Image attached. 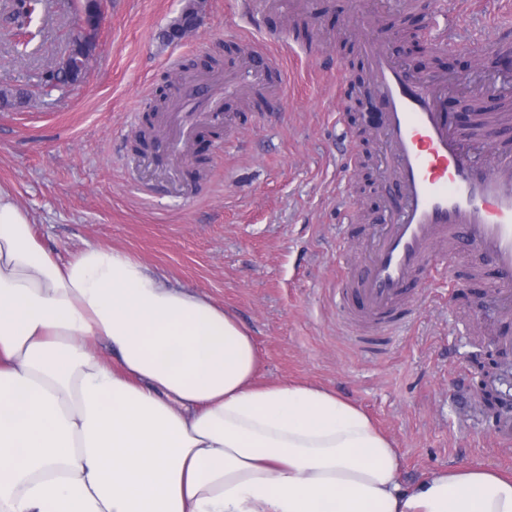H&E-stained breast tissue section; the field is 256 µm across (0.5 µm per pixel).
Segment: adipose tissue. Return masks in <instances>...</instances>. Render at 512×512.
<instances>
[{
  "mask_svg": "<svg viewBox=\"0 0 512 512\" xmlns=\"http://www.w3.org/2000/svg\"><path fill=\"white\" fill-rule=\"evenodd\" d=\"M259 368L223 305L106 245L56 259L0 192V512H512L511 475L404 485L356 404Z\"/></svg>",
  "mask_w": 512,
  "mask_h": 512,
  "instance_id": "adipose-tissue-1",
  "label": "adipose tissue"
}]
</instances>
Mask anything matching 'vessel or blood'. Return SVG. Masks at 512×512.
Returning <instances> with one entry per match:
<instances>
[{"label":"vessel or blood","mask_w":512,"mask_h":512,"mask_svg":"<svg viewBox=\"0 0 512 512\" xmlns=\"http://www.w3.org/2000/svg\"><path fill=\"white\" fill-rule=\"evenodd\" d=\"M361 45L371 72L365 104L382 114L376 134L389 148L399 202L363 266L342 269L340 294L359 301L369 329H388L398 323L418 276L448 252L471 247L494 273L501 313L511 316L512 154L499 153L490 166L471 156L475 141L495 146L498 120L487 116L477 133L452 127L441 110V82L411 74L375 32L362 33ZM282 83L275 58L249 53L238 57L223 81H190L167 117L166 150L181 154L204 115L220 111L221 100L256 88L274 97Z\"/></svg>","instance_id":"b4317fda"}]
</instances>
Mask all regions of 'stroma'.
Returning <instances> with one entry per match:
<instances>
[{
  "label": "stroma",
  "instance_id": "obj_1",
  "mask_svg": "<svg viewBox=\"0 0 512 512\" xmlns=\"http://www.w3.org/2000/svg\"><path fill=\"white\" fill-rule=\"evenodd\" d=\"M299 1L271 0L252 26L236 0H204L202 28L166 42L161 33L187 0H102L84 79L52 90L43 72L80 17V0H54L28 44L0 34V88L26 93L0 111V189L49 253L108 245L224 305L256 341L261 381L319 384L364 409L397 448L406 484L456 467L512 472V448L492 441L512 409L491 413L477 396L488 359L512 378V355L498 341L512 324L491 279L450 280L449 267L470 264L450 257L417 280L422 301L372 345L356 340L349 313L358 302L345 308L336 296L337 264L361 265L383 232L376 217L396 202L388 148L343 92L368 72L349 25L415 29L430 41L449 27L463 48L431 65L407 43L400 61L441 78L447 111L477 91L488 106H512V69L465 47L501 0ZM246 40L277 55L287 81L280 100H226L234 128L199 141L196 161L137 145L152 94L179 64L231 60ZM351 151L365 164H347Z\"/></svg>",
  "mask_w": 512,
  "mask_h": 512
}]
</instances>
